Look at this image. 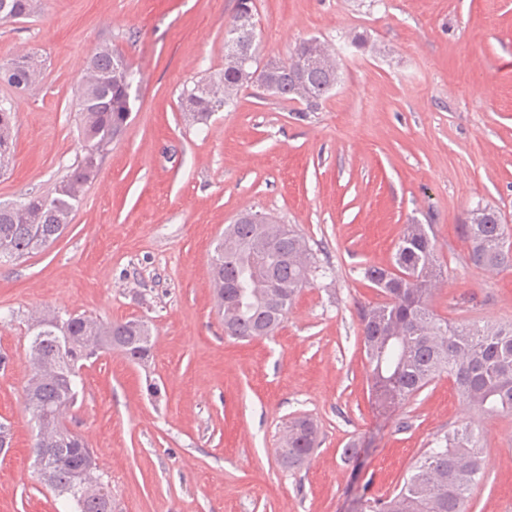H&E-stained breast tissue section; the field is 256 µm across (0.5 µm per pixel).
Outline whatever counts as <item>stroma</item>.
Returning <instances> with one entry per match:
<instances>
[{
  "mask_svg": "<svg viewBox=\"0 0 512 512\" xmlns=\"http://www.w3.org/2000/svg\"><path fill=\"white\" fill-rule=\"evenodd\" d=\"M237 0H41L0 21V65L36 53L43 83L0 84L17 110L0 203L47 192L79 147L74 88L94 49L122 50L141 81L114 143L60 237L0 264V512H63L40 483L25 406L32 309L138 318L145 365L116 350L81 369L72 424L111 482L112 512H355L363 486L391 495L431 441L477 420L487 443L470 512H512V419L477 418L448 377L395 415L370 395L359 306L379 302L405 224L431 225L446 275L432 299L452 322L512 321V270L470 265L458 226L490 205L512 228V0H255L261 59L317 38L340 79L314 111L257 88L208 123L184 122V84L224 65ZM366 33L374 52L349 44ZM292 225L321 274L273 335L225 336L210 256L238 214ZM313 418L310 462H278L285 426ZM358 443L360 454L343 453Z\"/></svg>",
  "mask_w": 512,
  "mask_h": 512,
  "instance_id": "1",
  "label": "stroma"
}]
</instances>
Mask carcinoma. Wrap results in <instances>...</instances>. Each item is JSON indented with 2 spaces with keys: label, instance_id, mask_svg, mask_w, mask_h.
I'll return each instance as SVG.
<instances>
[{
  "label": "carcinoma",
  "instance_id": "1",
  "mask_svg": "<svg viewBox=\"0 0 512 512\" xmlns=\"http://www.w3.org/2000/svg\"><path fill=\"white\" fill-rule=\"evenodd\" d=\"M36 0H0V21L31 16ZM253 0H237L225 24L224 69L180 94V105L192 121L204 123L215 111L213 96L231 101L238 92L268 77L253 59L244 67L229 57L235 43L254 39V29L239 23ZM302 41L278 68L275 94L314 110L335 88L339 73L325 60L310 66ZM32 53L0 65V84L29 90L40 81ZM87 74L75 89L82 148L67 173L48 193L29 192L20 200L0 204V262L38 252L54 242L70 223L85 188L123 134L132 112V82L119 76L134 73L125 55L109 44L91 55ZM16 112L0 107V169L13 154ZM469 242L468 258L476 268L512 269V232L492 206H477L459 225ZM301 237L292 226L279 224L265 232L250 222L224 227L210 258L214 296L224 311V331L237 340L272 334L281 324L313 273L309 254L300 251ZM363 278L383 300L358 310L363 351L370 366L371 391L379 415L389 417L446 374L459 395L481 415L512 418V321L506 324L449 322L436 315L432 298L442 281L437 245L430 225L407 224L390 267L367 266ZM27 356L31 373L25 386L26 408L38 424L68 418L78 401L75 378L90 348L119 350L142 365L153 357L154 341L139 319L107 321L85 313L48 310L28 318ZM58 370L41 373L45 364ZM317 427L305 416L288 421L278 451L285 469L304 465L317 446ZM89 447L76 433L47 443L35 436L32 454L41 457L39 480L70 505L69 512H112L111 488L97 459L80 452ZM486 448L480 430L470 421L439 436L415 462L392 495H362L360 512H467L472 491L484 470Z\"/></svg>",
  "mask_w": 512,
  "mask_h": 512
}]
</instances>
